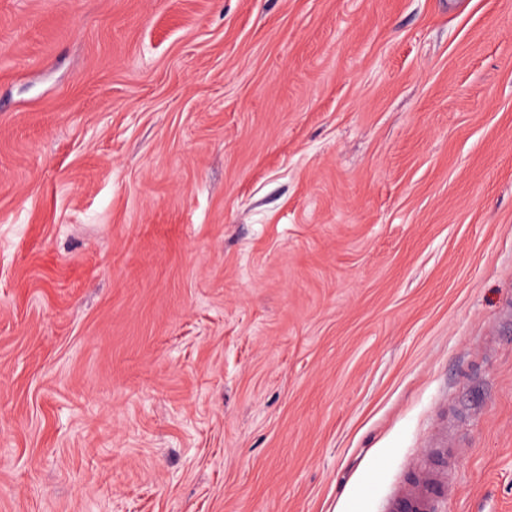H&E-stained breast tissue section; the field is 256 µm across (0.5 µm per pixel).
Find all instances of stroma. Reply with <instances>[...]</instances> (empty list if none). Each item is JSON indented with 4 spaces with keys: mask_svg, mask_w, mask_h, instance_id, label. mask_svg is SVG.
Listing matches in <instances>:
<instances>
[{
    "mask_svg": "<svg viewBox=\"0 0 512 512\" xmlns=\"http://www.w3.org/2000/svg\"><path fill=\"white\" fill-rule=\"evenodd\" d=\"M512 512V0H0V512ZM431 448L432 461L420 466L400 484L395 485L383 501V512H443L451 461L445 446ZM447 460V464H446Z\"/></svg>",
    "mask_w": 512,
    "mask_h": 512,
    "instance_id": "stroma-1",
    "label": "stroma"
}]
</instances>
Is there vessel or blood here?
Listing matches in <instances>:
<instances>
[{
	"instance_id": "vessel-or-blood-1",
	"label": "vessel or blood",
	"mask_w": 512,
	"mask_h": 512,
	"mask_svg": "<svg viewBox=\"0 0 512 512\" xmlns=\"http://www.w3.org/2000/svg\"><path fill=\"white\" fill-rule=\"evenodd\" d=\"M432 461L395 485L383 501V512H443V492L448 486V454L445 448L431 451Z\"/></svg>"
}]
</instances>
